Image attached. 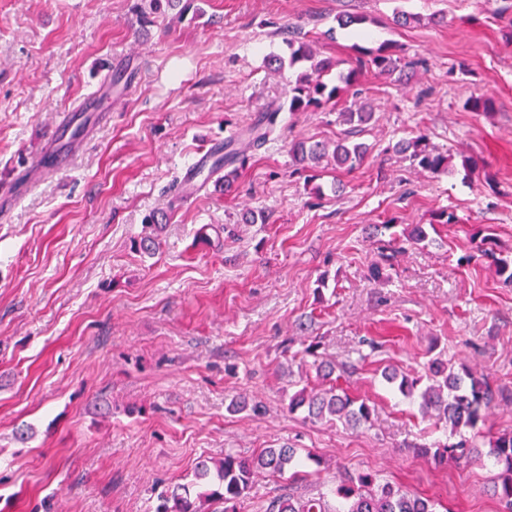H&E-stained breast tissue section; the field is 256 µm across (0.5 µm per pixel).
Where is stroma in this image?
Returning <instances> with one entry per match:
<instances>
[{"label":"stroma","instance_id":"1","mask_svg":"<svg viewBox=\"0 0 512 512\" xmlns=\"http://www.w3.org/2000/svg\"><path fill=\"white\" fill-rule=\"evenodd\" d=\"M141 3L0 0V512H154L200 458L284 445L316 455L308 479L258 474L240 512L327 490L347 469L448 512H503L493 458L415 453L457 437L382 372L416 376L438 355L465 365L504 392L466 437L485 450L512 430V286L471 239L488 228L512 251V0H166L148 23ZM401 11L416 22L396 25ZM347 13L363 24L337 28ZM289 25L343 70L383 45L416 60L408 82L369 69L347 96L375 112L358 135L364 163L313 182L294 173L292 142L349 131L329 105L287 117L232 191L218 179L179 202L201 153L285 100L298 71L267 59ZM120 56L137 75L115 82L109 119L83 113L93 138L72 166L32 170L59 113ZM421 135L455 172L395 152ZM152 212L166 232L144 257L130 241ZM389 220L426 225L428 241L377 233ZM205 224L225 231L195 244ZM312 343L373 405L369 423L289 411L295 391L325 386L301 358ZM237 397L249 408L229 412Z\"/></svg>","mask_w":512,"mask_h":512}]
</instances>
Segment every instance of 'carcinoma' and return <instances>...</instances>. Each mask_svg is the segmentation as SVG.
I'll use <instances>...</instances> for the list:
<instances>
[{"label":"carcinoma","mask_w":512,"mask_h":512,"mask_svg":"<svg viewBox=\"0 0 512 512\" xmlns=\"http://www.w3.org/2000/svg\"><path fill=\"white\" fill-rule=\"evenodd\" d=\"M286 45V56L275 59L278 69L287 66L293 68L306 62L310 66L301 71L295 82L289 85L285 101L262 112L253 123L247 139L241 140L233 135L224 142V167H232V170L224 174L226 189L232 188L238 178V168L234 164H245L247 152L260 148L274 134L281 113L293 115L311 108L318 109L330 102H340L366 69L373 68L388 76L396 73L400 81L407 76V71L416 66L415 62L396 57L383 47L367 59H355L348 71H339L336 79L326 81L324 77L331 73L335 63L329 59H315L313 49L305 41V35L293 30ZM340 117L348 124L355 123L361 127L373 120L374 112L370 104L363 103L354 111L340 113ZM395 149L399 153H409L412 162L432 173L454 170L450 156L425 149L419 139L399 142ZM368 151L369 147L365 143L346 139L337 141L332 149L305 141L291 144V156L296 170L300 172L318 168L322 163L351 170L364 161ZM165 228L166 225L160 223L157 215H149L143 224L144 232L133 240L132 247L143 254L154 253L160 247V237ZM484 255L492 259L498 277L512 284V252L486 250ZM382 377L387 384L397 386L404 397L417 402L423 415L455 431L475 428L483 412L498 395L488 378L478 376L464 366L457 369L440 356L430 359L424 365V374L421 376L386 369ZM297 409L307 411L313 419L331 417L352 428L368 423L372 414L369 404L350 397L334 385L317 393H309L305 388L296 391L289 398L288 410ZM419 452L439 463L478 454L476 445L467 439L456 444L437 441L420 447ZM488 455L499 467L496 494L505 512H512V431L495 437ZM307 460H314V456L309 454L303 458L297 449L288 446L263 448L251 456L227 451L217 461L204 460L198 463L194 471V482L169 486L158 496L155 512H208L205 506L212 504L224 505L222 512H240L257 474L265 472L282 475L291 469L292 479H303L306 477L303 467ZM331 494L336 499L334 508L328 506L322 494L306 498L290 493L286 497L274 499L270 503L269 512H435L432 500L411 495L383 482L379 474L373 471H344L336 486L331 489Z\"/></svg>","instance_id":"1"}]
</instances>
